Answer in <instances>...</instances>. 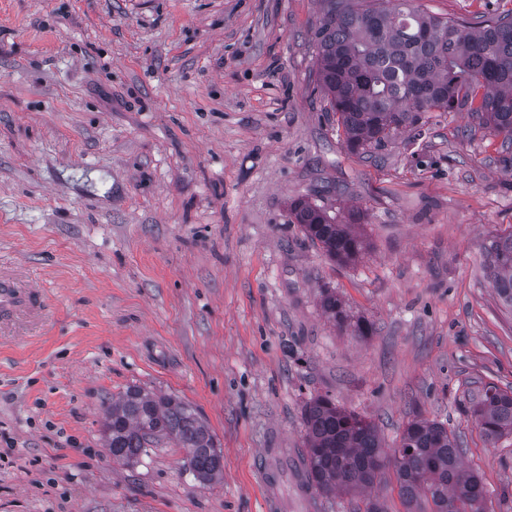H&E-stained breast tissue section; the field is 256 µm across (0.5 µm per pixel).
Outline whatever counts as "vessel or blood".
Here are the masks:
<instances>
[{"mask_svg":"<svg viewBox=\"0 0 512 512\" xmlns=\"http://www.w3.org/2000/svg\"><path fill=\"white\" fill-rule=\"evenodd\" d=\"M49 299L29 280L0 266V334L42 324L48 317Z\"/></svg>","mask_w":512,"mask_h":512,"instance_id":"1","label":"vessel or blood"}]
</instances>
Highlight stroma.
Here are the masks:
<instances>
[{"label": "stroma", "mask_w": 512, "mask_h": 512, "mask_svg": "<svg viewBox=\"0 0 512 512\" xmlns=\"http://www.w3.org/2000/svg\"><path fill=\"white\" fill-rule=\"evenodd\" d=\"M468 20L512 0H420ZM320 0H0V262L47 291L0 335V512H358L305 480L314 395L374 421L422 416L512 512V435L470 415L512 388V309L486 249L512 232V153L466 112H428L350 152L317 78ZM304 197L354 210L369 251L330 261L289 221ZM332 289L372 326L323 314ZM188 403L224 477L184 449L113 461L103 410L126 387Z\"/></svg>", "instance_id": "35a3bbf8"}]
</instances>
